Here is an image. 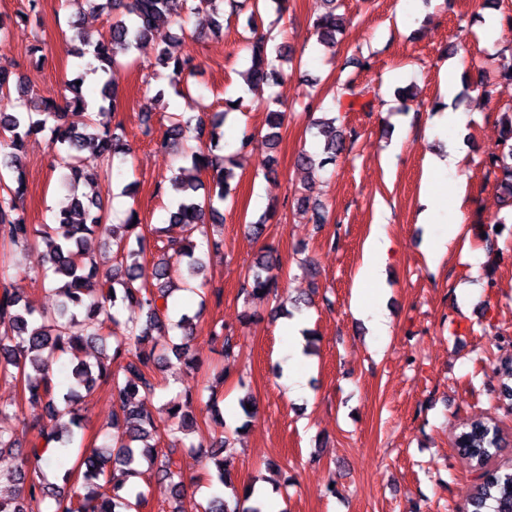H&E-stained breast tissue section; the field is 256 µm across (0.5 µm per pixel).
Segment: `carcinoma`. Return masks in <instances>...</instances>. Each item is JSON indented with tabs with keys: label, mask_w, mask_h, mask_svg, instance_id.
Masks as SVG:
<instances>
[{
	"label": "carcinoma",
	"mask_w": 512,
	"mask_h": 512,
	"mask_svg": "<svg viewBox=\"0 0 512 512\" xmlns=\"http://www.w3.org/2000/svg\"><path fill=\"white\" fill-rule=\"evenodd\" d=\"M328 8L315 16L312 22L319 44L336 47V36L345 26L344 17L332 7L334 0H325ZM74 15L69 21L73 38L80 43L76 57L89 55L92 61L70 83L72 98L57 101L37 95L30 85L20 79H11L15 65H0V240L12 246L35 244L38 262L44 278L52 285L57 297L50 313L36 309L20 297L7 291L0 295V379L23 381V394L32 403H40L48 410V422L40 429V440L23 450L14 440V423L18 415L0 408V481L13 483L14 493L0 496V512H142L150 507L142 490L125 489L127 478L138 473L137 467L146 464L173 493V500L183 496L184 480L183 439L173 437L166 449L158 447L161 434L167 432L145 409L142 397L155 394L157 372L168 361V354L181 359L188 353L194 317L180 315L173 327L181 331L184 342L175 344L170 352L156 353L147 348L155 328L169 320V299L176 291H191V279L206 267L205 258L219 252L221 238L205 232L206 224H223V214L214 206L230 196L229 180L234 178V156L222 155L221 139L227 116L234 100H224V110L213 112L209 120L197 118V127L191 119L169 117L165 143L173 146L191 139V131L203 136L205 124H210L209 146L201 150L189 148L183 158L191 166L179 168L168 184L158 190L170 195L174 208L169 223L183 224L189 232H199L200 242L190 241L179 246L170 244L175 260L160 259L147 264L144 237L133 224L137 212L129 210L123 222H111L99 195L88 197L77 192L82 181L95 182L98 175H89L81 166V152L95 148L105 162L103 180L111 183L114 175L122 174L121 165L131 154L128 144L115 133L122 127L117 119V83L114 75L124 65L134 61L135 50L153 31L170 24L185 29L189 18L207 13L215 30H220L224 17V0H66ZM106 10L112 13L108 34L95 36L85 31L80 16L90 11ZM274 37L256 34L249 41V66L241 72L245 84L259 86L277 82L281 77L278 63L289 60L291 50L286 45L273 44ZM156 65L166 71L168 88L177 95L190 92V79L198 65L194 58L168 47L159 50ZM102 73L98 97L89 101L82 94L81 83L88 74ZM366 90L348 82L337 89V99L349 97L347 111L352 112ZM278 102L271 99L266 106L269 132L268 145L274 147L280 138L286 115L276 109ZM70 111L83 113L82 128L67 122ZM501 143L486 160L489 168L501 173L497 183L503 197H512V115L503 114ZM323 137L321 153L299 155L298 165L307 170H324L335 165L345 151V131L336 126V118L317 121ZM36 135L44 136L54 154L56 167L61 170L63 182L73 191L69 207L56 217V227L38 231L16 214V200L26 191L19 157L25 141ZM206 174L212 183L207 198L201 200L198 190L200 176ZM112 239L121 263L112 275L100 278L94 264L85 257L84 243L94 234ZM280 269L277 251H261L254 264L247 268L241 292L250 298L271 295L278 288L275 271ZM137 306L144 313V322L131 326L128 335L115 340L112 352L90 363L82 358L88 345L103 339L107 323L117 322L120 309ZM69 354L77 360L72 368L71 382L64 390L57 388L49 376L54 360ZM500 378V396L512 402V359L501 361L497 369ZM102 388L113 407V424L123 421L121 430L112 434V445L88 448L83 445L79 404L84 394ZM192 391L185 392L184 401L166 403L171 418L180 420L184 431L193 426L189 411ZM504 442L499 426L489 419H473L464 425L455 438L459 455L479 471V482L469 500L470 512H512V472L500 468L490 470L488 462L500 454ZM229 449L228 441L221 439L211 451L208 461L215 464V478L230 490L229 498L213 495L199 504V512H240L237 488L231 476L224 471L220 455ZM51 453L49 462L60 465L67 459L72 463L65 470L64 485L46 482L41 466L43 454Z\"/></svg>",
	"instance_id": "cac0c4a2"
}]
</instances>
